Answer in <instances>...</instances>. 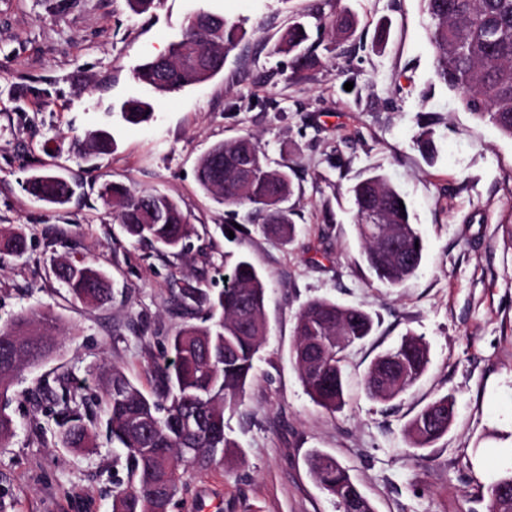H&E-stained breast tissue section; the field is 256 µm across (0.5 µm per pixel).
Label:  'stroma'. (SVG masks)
Returning <instances> with one entry per match:
<instances>
[{
  "label": "stroma",
  "instance_id": "obj_1",
  "mask_svg": "<svg viewBox=\"0 0 512 512\" xmlns=\"http://www.w3.org/2000/svg\"><path fill=\"white\" fill-rule=\"evenodd\" d=\"M319 6L353 14L356 36L331 53L328 37L311 33L322 66L292 77L275 44ZM200 9L243 21L249 36L222 73L156 100L149 122H124L123 101L155 100L134 70ZM427 23L420 0H159L144 14L127 0H0V227L28 242L0 263V324L44 308L59 324L56 352L14 387L0 512H112L129 474L104 419L94 453L62 447L38 389L69 373L97 414L102 376L117 367L150 392L149 370L169 336L202 321L170 296L188 279L221 290L230 255L246 256L265 277L269 335L243 405L226 419L234 454L185 472L188 490L172 512H340L309 470L315 450L349 470L376 512H486L497 471L512 468V139L435 83ZM381 25L389 34L380 44ZM104 127L111 152L80 157L86 134ZM423 127L433 132L431 158L413 144ZM246 135L271 163L294 162L292 242L263 235L248 209L227 214L197 184L200 156ZM40 172L77 183L67 205L26 192ZM373 172L402 191L423 238L420 271L397 288L368 270L347 192ZM109 182L176 200L195 228L185 250L127 236L100 197ZM64 257L104 271L111 300L75 302L52 272ZM316 298L375 318L372 335L344 353L345 403L333 412L311 400L291 355L296 314ZM408 333L429 346L425 374L392 401L370 399L367 367ZM447 394L456 399L447 434L412 448L405 425Z\"/></svg>",
  "mask_w": 512,
  "mask_h": 512
}]
</instances>
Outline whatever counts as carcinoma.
Masks as SVG:
<instances>
[{"label": "carcinoma", "mask_w": 512, "mask_h": 512, "mask_svg": "<svg viewBox=\"0 0 512 512\" xmlns=\"http://www.w3.org/2000/svg\"><path fill=\"white\" fill-rule=\"evenodd\" d=\"M429 19L433 72L438 83L455 92L475 119L492 124L512 138V0H421ZM317 28L336 46L356 33V22L347 11L326 14L316 10ZM239 20L204 11L189 16L180 38L167 49L171 61L146 59L135 70V80L159 95L187 85L205 82L219 71L208 67L206 57L229 54L245 39ZM305 24L296 22L281 35L277 52L291 56V73L301 76L316 68L320 58L306 46ZM121 118L132 125L150 121L154 105L131 99L121 106ZM82 148L88 155L112 150V134L95 130ZM290 162L269 165L258 142L243 136L212 145L200 158L196 180L215 203L231 210L248 208L262 216L260 230L281 241L293 238L295 224L284 203L293 193ZM28 191L37 200L62 207L69 203L71 184L50 173H35ZM356 207L357 231L364 242V258L381 284L398 287L415 274L422 263V237L411 223L410 212L399 208L403 195L386 178L373 173L350 189ZM125 232L137 241H150L168 250L184 246L192 226L178 204L163 194H143L119 183H107L101 191ZM378 215L379 228L400 229L420 248L403 257L378 250L360 226L368 212ZM26 250L24 235L0 229V260L5 253L19 256ZM58 280L71 296L84 304L101 303L109 294L105 274L82 260L55 264ZM232 287L213 296L191 282L173 295L171 304L182 310L204 309L209 324H186L170 339L169 361L153 367L154 388L146 394L118 368L102 387V411L107 416L112 445L125 454L129 485L112 500V512H171L183 490L181 472L206 470L224 462L236 447L225 433L224 415L243 402L246 385L254 375L255 357L268 336L264 318L267 285L257 269L241 258L230 265ZM370 312L330 299L306 303L296 317L293 359L311 399L334 411L344 404L345 374L342 350L336 337L348 344L360 342L373 329ZM57 317L49 310H30L0 325V445L15 434L7 413L8 392L30 358L48 357L57 339ZM429 350L420 337H405L378 356L363 379L374 399L390 401L411 388L425 373ZM60 382L62 394L46 389L47 400L62 406L57 422L63 447L89 451L94 448L92 420L77 412L85 400H77ZM455 400L447 394L422 408L405 427L415 448H428L448 432ZM309 466L322 489L340 509L351 503L359 512H375L374 505L352 479L347 468L319 452ZM488 512H512V471L488 487Z\"/></svg>", "instance_id": "carcinoma-1"}]
</instances>
